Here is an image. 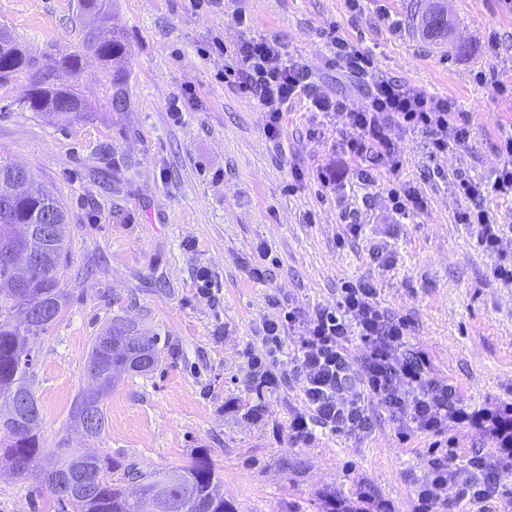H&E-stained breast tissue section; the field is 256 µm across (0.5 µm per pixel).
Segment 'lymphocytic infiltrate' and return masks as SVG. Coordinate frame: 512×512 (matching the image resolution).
<instances>
[{"label": "lymphocytic infiltrate", "mask_w": 512, "mask_h": 512, "mask_svg": "<svg viewBox=\"0 0 512 512\" xmlns=\"http://www.w3.org/2000/svg\"><path fill=\"white\" fill-rule=\"evenodd\" d=\"M328 63L348 69L367 92L364 109H350L345 100L321 94L308 66L287 57L278 41L247 39L234 50L235 66L224 76L263 108L268 137H278L291 103L305 98L320 112L344 115L349 129L347 151L360 160L396 159L395 131H417L429 138L432 152L467 146L471 130L467 115L452 111L447 100L409 87L399 80L375 74L370 57L346 40L336 38ZM508 161L489 180L466 177L455 180L456 191L468 205L456 215L458 223L474 228L476 243L486 251L497 250L506 230L499 216L486 209L489 196L512 197V136L504 141ZM272 318L262 324L261 354H249L248 375L256 391L277 385L274 370L284 358H292V371L301 383L308 415L288 422V438L309 442L313 427L330 431L360 432L370 425L364 401L371 398L405 417L412 432L442 433L449 424L477 422V415L460 406L455 386L430 379L424 352L408 349L410 324L406 317L389 312L376 300L369 284L343 288L335 308L317 310L313 319L302 320L299 311L272 298ZM359 336L365 345L360 361H353L348 343ZM297 339V353L288 356L286 337ZM498 448L494 455L473 454L467 461L473 480L457 484L454 472L438 459L429 462L430 475L417 492L416 512H434L448 497L468 501L477 512H497L481 474L512 464V421L497 423Z\"/></svg>", "instance_id": "1"}]
</instances>
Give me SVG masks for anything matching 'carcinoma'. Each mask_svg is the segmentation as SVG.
<instances>
[{"mask_svg":"<svg viewBox=\"0 0 512 512\" xmlns=\"http://www.w3.org/2000/svg\"><path fill=\"white\" fill-rule=\"evenodd\" d=\"M82 15L92 14L96 28L84 40L85 48L94 52L104 74V97L108 106L120 101L121 112L129 111L128 56L124 37L110 25L112 0H78ZM425 35L438 38L448 34V14L436 4L420 22ZM82 55L74 53L61 59L31 56L9 35L0 34V83L5 84L20 74L32 76L39 66L45 71L30 83L25 105L32 112H45L62 121H70L88 111L76 85L51 82L54 70L71 75L79 72ZM43 226L44 233L21 239L25 226ZM23 240L25 247L39 253L41 262L21 272L18 287H0V400L32 385V349L51 323L38 322L23 328L34 309L66 297L58 280L50 273L66 257L69 247V227L62 204L42 185L30 169L19 167L0 155V245ZM157 335L146 334L137 326H122L113 319L102 335L95 338L87 363L104 372L119 369L135 370L134 353L147 352L159 357ZM40 423L19 432L3 431L0 438V461L21 475L42 461ZM74 451L59 453L46 473L49 491L61 501L69 502L74 512H155L153 503L163 492L169 512H228L224 493L208 456L199 452L192 463L176 471L142 470L124 465L108 456L92 454L79 466ZM122 471V478L138 476V493L129 496L111 478Z\"/></svg>","mask_w":512,"mask_h":512,"instance_id":"1","label":"carcinoma"}]
</instances>
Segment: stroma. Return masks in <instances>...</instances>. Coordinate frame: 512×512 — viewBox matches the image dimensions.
I'll use <instances>...</instances> for the list:
<instances>
[{
  "instance_id": "1",
  "label": "stroma",
  "mask_w": 512,
  "mask_h": 512,
  "mask_svg": "<svg viewBox=\"0 0 512 512\" xmlns=\"http://www.w3.org/2000/svg\"><path fill=\"white\" fill-rule=\"evenodd\" d=\"M431 0H116L112 25L129 45L130 109L103 106L102 70L85 55L77 82L89 113L68 123L23 108L26 76L0 86V154L33 170L58 197L71 231L58 268L67 301L35 346L34 391L45 453L82 448L147 470L189 465L206 449L231 512H336L340 501H386L412 512L429 461L450 459L458 482L468 456L490 451L487 424L413 433L368 402L371 428L351 435L317 429L310 443L286 437L304 408L290 365L263 393L247 385V354L260 352L269 296L302 318L335 307L344 283H368L380 305L410 321L408 344L429 357L428 375L454 385L471 411L512 409V283L495 269L512 258V232L498 251L473 244L455 215L457 174L489 179L512 135V11L503 0H443L450 29L431 41L413 16ZM247 15L246 26L234 16ZM90 19L78 0H0V29L35 56L81 51ZM368 52L378 75L448 99L468 115L467 147L430 156L421 132L396 131L403 165L369 164L370 180L346 151L344 119L301 100L279 139L266 114L220 80L246 38H272L312 71L320 92L368 100L347 69L327 65L331 37ZM497 37L498 56L487 53ZM193 99H185L186 88ZM180 105L183 115L172 120ZM336 178L322 184V170ZM409 190L422 209H391ZM273 259L258 283L247 263L258 246ZM210 272L201 298L196 273ZM160 336L153 371L119 372L104 400L106 425L84 437L71 419L93 387L89 350L111 319ZM257 417H250V410ZM0 512H72L49 492L42 469L0 471Z\"/></svg>"
}]
</instances>
